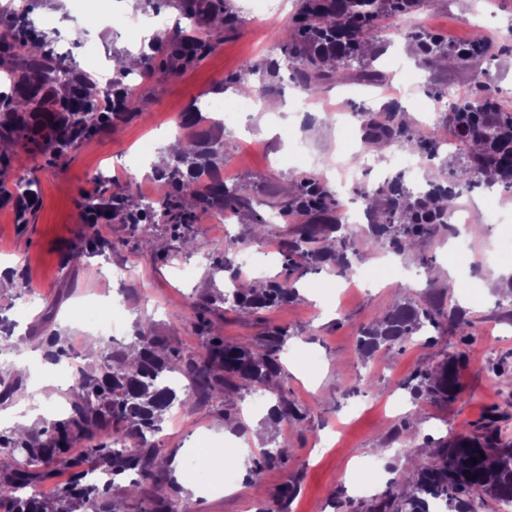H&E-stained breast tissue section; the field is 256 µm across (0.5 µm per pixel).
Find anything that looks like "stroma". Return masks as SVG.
<instances>
[{
  "instance_id": "obj_1",
  "label": "stroma",
  "mask_w": 512,
  "mask_h": 512,
  "mask_svg": "<svg viewBox=\"0 0 512 512\" xmlns=\"http://www.w3.org/2000/svg\"><path fill=\"white\" fill-rule=\"evenodd\" d=\"M230 5L238 23L225 30L223 40L199 63L168 78L145 79L136 71L127 76L141 100L150 102V110L127 116L55 160L20 135H10L12 148L0 157V189L9 192L16 182L30 183L38 204L20 215L12 201L0 199V260L10 263L14 281L12 287L0 288V315L22 323L23 337L39 344L48 333L66 332L68 354L79 366L96 361L84 348L86 337L100 338L99 352L105 354L128 345L139 322L193 356L204 354L211 333L228 344L255 346L271 330H287L281 355L286 374L279 391L304 416L302 422L274 428L292 450L288 463L265 467L250 485L245 461L237 462V487L230 493L221 490L222 458L205 462L209 485L200 484L187 469L175 474L169 459L188 458L201 438L214 449L244 438L247 459L255 458L269 427L266 412L252 411L249 392L227 389L203 399L186 398L172 407L162 430L150 439L160 450L162 480L141 481L139 492L152 506L166 500L169 481L179 477L187 496L184 512H257L261 506L274 512L276 494L294 480L298 491L288 512H335L337 496L364 505L365 496L351 489L346 476L362 460L375 458L383 473L390 461L387 453L394 450L397 470H408L425 450L424 437H452L463 427L485 422L496 409L503 413L498 434L512 442V300L500 294L512 280V187H497L487 198L477 187L455 200L474 250L492 245L487 262L472 265L468 255L455 253L447 236L418 239L433 270L455 273L457 288L448 290L440 281L424 278L410 283L396 272L372 286L350 287L334 264L318 263L301 274L288 304L249 314L208 302L215 289L231 282L229 274L213 275V258L226 256L241 279L253 285L281 272V244L305 218L279 215L277 204L296 176L318 174V161L336 167L345 151L364 160L336 193L340 217L360 202L364 189L404 172V165L391 156L406 154V147L364 157L361 133L349 124L350 116L366 110L379 114L394 106L422 135L449 142L453 132L446 121L445 93L471 98L486 83L495 86L501 109L512 113V0H422L412 17L449 43L486 42L505 46V53L479 57L464 67L450 60L423 65L400 36L403 20H390L370 62L383 81L349 69L343 81L326 83L313 98L301 93L295 70L267 82L256 73V66L269 57L267 44L281 49L287 42L285 26L270 28L263 0H230ZM29 18L51 35L54 48L68 52L75 74L98 73L105 79L112 75L108 61L141 34L140 28L128 26L129 15L119 0H69L63 10L55 0H36ZM233 75L260 90L261 101L225 86ZM194 104L211 110L223 106L224 179L251 184L248 209L231 214L226 225L219 222L218 210L195 209L189 251L162 226H132L117 218L83 223L81 203L91 196L109 199L126 182H137L140 198L157 196L158 180L139 170L137 162L127 161L122 172L114 163L144 141L161 146ZM255 215L268 221L258 240L251 224ZM75 249L85 252L81 264L66 265V255ZM249 256L265 258V266L245 270ZM180 267L185 270L181 276L176 273ZM400 302L438 305L444 316L438 327L413 341L362 359L357 345L361 329ZM456 309L463 311V322L447 320V313ZM200 312L209 332L196 325ZM109 320L117 330L106 342L101 326ZM458 351L465 355L463 392L453 400L414 408L404 382ZM27 365L21 391L1 402L0 410L38 407L43 417L53 418L54 405L67 404L71 396L68 368L32 356ZM43 381L56 383L54 401L39 402L36 387ZM376 448L381 456H373Z\"/></svg>"
}]
</instances>
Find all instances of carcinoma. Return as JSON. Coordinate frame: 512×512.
Returning <instances> with one entry per match:
<instances>
[{
	"label": "carcinoma",
	"mask_w": 512,
	"mask_h": 512,
	"mask_svg": "<svg viewBox=\"0 0 512 512\" xmlns=\"http://www.w3.org/2000/svg\"><path fill=\"white\" fill-rule=\"evenodd\" d=\"M229 0H187L183 15L192 18L204 14L220 19L230 28L234 14L228 10ZM419 0H302L299 12L288 23L291 43L288 56L297 59L301 89L316 95L326 81L340 78L353 64L364 63L366 51L381 42V26L385 19L410 16L418 9ZM29 9L15 27L0 35V69L8 72L14 82V94L0 97V132L4 134L28 130L30 120L45 112L55 113L50 126L35 139L43 154L52 159L61 157L86 137L112 121L141 112V99L124 83L126 71L112 79V93L101 96L99 84L91 77L74 79L56 73L54 51L45 38L29 36L30 23L25 19ZM422 60L451 58L459 65L486 53L483 43L450 46L443 38L421 25L403 32ZM217 34L209 29L192 35L177 33L157 50L165 62L155 65L147 56L140 63V74L146 78L157 75L171 77L200 60L217 43ZM18 48L26 52L24 64L13 65ZM57 86L65 88L62 95L50 99L44 94ZM448 121L456 130L458 141L470 147L458 154L456 168L448 187L435 179L427 181V189L414 191L396 178L388 189L378 188L365 193L373 202L385 197L377 209L378 221L370 225L361 239L342 234L319 245L318 234L332 218L336 202L329 188L316 177L294 179L293 191L279 205L285 214L312 212L314 222L302 225L292 239L284 243L285 265L273 280L261 286L247 285L218 290L210 296L211 304H224L256 313L289 301L295 296L290 287L293 276L301 269L295 261L300 256L312 264L328 259L337 262L350 278L355 268L348 256L384 246L401 255L408 243L426 235L448 232V208L463 189L485 182L493 174L499 182L512 184V113L504 112L497 94L487 85L478 97L448 101ZM364 140L396 143L410 149H422L432 155L442 150L441 142L429 140L411 130L395 112L385 118L363 120ZM182 150L168 162L158 175L172 188L159 201L157 208H141L134 204L137 183L127 182L112 197V207L101 199L90 197L84 205L82 218L108 209L125 212V222L147 221L171 229L183 242H188V226L192 208H231L239 210L249 203L251 187L243 183L227 185L218 178L224 167V123L202 114L198 108L187 112L180 124ZM438 307L397 306L365 327L359 339V351L366 357L385 348L410 342L429 326L437 324ZM287 333L274 329L258 347L230 345L220 336H212L201 358L185 357L142 325L128 347L106 354L100 363L78 368V379L66 417L38 423L21 438L0 436V512H132L134 490L124 498L112 497V484L95 485L89 480L94 470L119 476L134 474L140 479L156 477L158 449L147 445V436L162 427L166 415L177 399L176 390L167 384L172 373H181L191 385L187 394L207 396L227 388L247 390L256 386L270 387L273 377H282L280 354ZM65 337L51 333L45 337L49 357L59 359L67 354ZM465 360L461 352L447 355L435 365L416 371L406 382L414 401L421 399H454L463 389L459 369ZM274 419L302 420L298 410L284 399H277ZM496 417L465 429L451 439L426 438L429 451L418 458L410 490L400 493L388 488L372 498L360 512H428V501L440 499L449 505V512H470L468 498L487 495L496 501H512V443H501L494 427ZM83 445L75 455L72 448ZM290 450L274 438L265 441L260 458L249 470V480L258 479L261 470L283 463ZM477 463H472L471 458ZM61 470L68 479L52 496H38L30 490L51 482Z\"/></svg>",
	"instance_id": "cac0c4a2"
}]
</instances>
